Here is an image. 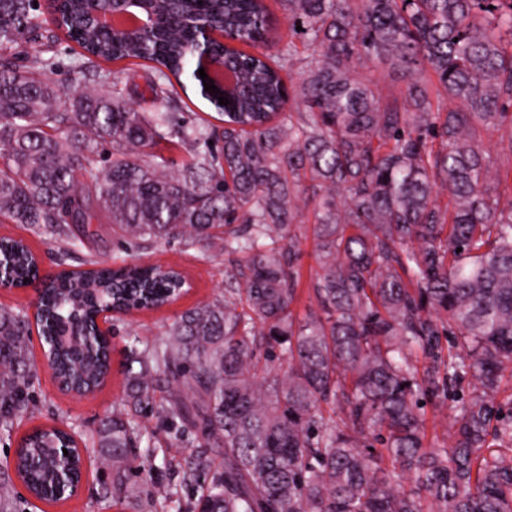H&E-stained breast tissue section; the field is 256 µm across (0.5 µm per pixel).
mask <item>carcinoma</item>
I'll list each match as a JSON object with an SVG mask.
<instances>
[{
	"instance_id": "carcinoma-1",
	"label": "carcinoma",
	"mask_w": 512,
	"mask_h": 512,
	"mask_svg": "<svg viewBox=\"0 0 512 512\" xmlns=\"http://www.w3.org/2000/svg\"><path fill=\"white\" fill-rule=\"evenodd\" d=\"M279 3L311 53L280 45L265 0H150L140 40L88 25L87 0H0L1 52L55 10L84 59L79 89L48 78L53 56L23 70L0 59V217L57 245L60 266L43 275L27 243L0 237L7 287L36 291L32 320L0 307V435L32 413L31 325L55 380L84 396L112 374L98 314L160 308L185 284L92 253L69 264L104 217L132 252L178 245L231 263L224 298L152 342L129 339L124 396L92 436L112 470L104 496L139 512L176 502L173 487L130 481L149 461L136 449L151 447V417L191 449L186 481L224 449L195 512H512V458L488 445L512 364V190H498L483 144L499 132L512 152V0ZM197 19L236 77L229 94L203 92L217 124L184 112L176 90L186 72L203 83ZM100 60L141 70L109 76ZM360 64L389 69L404 94L383 97ZM162 141L187 159L150 151ZM310 205L317 308L299 319ZM465 375L473 395L448 440L429 442L423 403ZM81 463L62 428H32L0 468V512H19L17 480L40 501L71 499L60 474Z\"/></svg>"
}]
</instances>
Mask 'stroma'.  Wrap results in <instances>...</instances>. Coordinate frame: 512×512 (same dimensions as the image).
<instances>
[{
  "label": "stroma",
  "instance_id": "obj_1",
  "mask_svg": "<svg viewBox=\"0 0 512 512\" xmlns=\"http://www.w3.org/2000/svg\"><path fill=\"white\" fill-rule=\"evenodd\" d=\"M142 262L177 266L188 278L191 288L178 301L161 308L116 315L112 318V377L94 394L76 398L61 393L45 366L40 343H33L32 357L36 368L33 392V413L18 425V433H25L37 424L64 423L75 427L81 435L94 431L101 420L112 412V407L122 397L123 376L121 374L122 351L130 336L151 342L163 336L169 325L183 311L198 302L220 298L224 295V270L228 264L224 256L201 257L196 251H179L163 245L141 253ZM457 399L433 400L425 407L428 439H445L448 428L458 413L460 399L470 397L469 379H461L457 386ZM148 429L154 434L155 450L151 469L134 472L131 481L140 487H151L157 482L180 483L183 477L184 458L188 451L170 445V435L160 423L152 421ZM100 449L89 451L86 460L84 487L82 492L62 504L40 508L25 503V512H134L132 506L118 505L100 497L96 480L97 461Z\"/></svg>",
  "mask_w": 512,
  "mask_h": 512
}]
</instances>
